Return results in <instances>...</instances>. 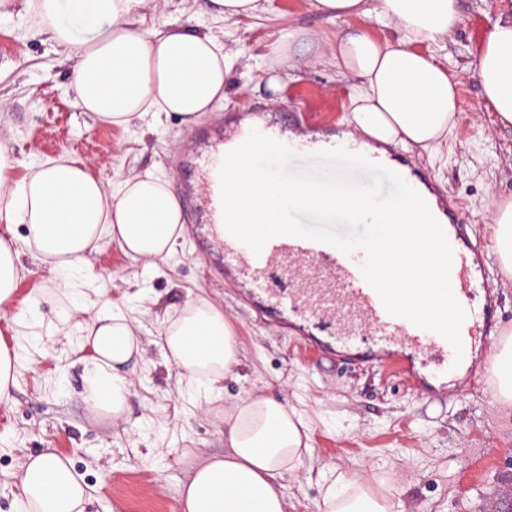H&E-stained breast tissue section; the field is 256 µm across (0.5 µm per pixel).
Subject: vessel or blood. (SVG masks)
Here are the masks:
<instances>
[{
    "mask_svg": "<svg viewBox=\"0 0 512 512\" xmlns=\"http://www.w3.org/2000/svg\"><path fill=\"white\" fill-rule=\"evenodd\" d=\"M253 129L302 155L342 147L376 163L389 162L387 155L367 146L363 138L308 137L287 131L279 120H260L255 126L241 125L230 132L221 127L202 130L186 155L193 176L180 190L179 198L185 216L198 228L206 262L239 279L258 314L279 323L294 319L309 330L324 333L322 348L328 353L338 352L349 360L363 351L376 361L399 358L422 383L430 378L476 377L483 340L495 323V312L487 298L478 250L455 223L452 204L438 199L429 201L428 207L454 252L450 284L465 311L460 330L463 353L459 356L438 333L387 312L378 293L362 276V256L293 236L274 237L256 254L228 233L219 169L224 156Z\"/></svg>",
    "mask_w": 512,
    "mask_h": 512,
    "instance_id": "vessel-or-blood-1",
    "label": "vessel or blood"
}]
</instances>
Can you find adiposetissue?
<instances>
[{
	"label": "adipose tissue",
	"instance_id": "1",
	"mask_svg": "<svg viewBox=\"0 0 512 512\" xmlns=\"http://www.w3.org/2000/svg\"><path fill=\"white\" fill-rule=\"evenodd\" d=\"M142 0H39L50 38L75 48L71 86L80 107L123 125L143 114L173 112L185 122L211 111L224 97L229 62L224 46L188 29L137 32L130 20ZM491 19L468 64L496 121L512 126V0ZM331 18L364 16L391 27L398 42L363 30L336 36V65L354 79L350 121L356 132L386 144L438 152L456 126L458 74L442 58L417 51L444 46L460 19V0H312ZM0 221L26 227L23 241L0 238V305L12 299L21 250L56 270L81 268L103 240L148 262L169 258L182 233V212L165 181L154 174L108 190L77 159L61 157L14 178L0 157ZM162 350L183 379L222 398L221 383L239 365L237 342L223 310L207 299L168 315ZM93 355L85 365L93 407L121 415L124 367L140 354L132 325L100 308L81 324ZM309 426L292 407L252 396L224 412V451L206 457L184 483L181 512H287L280 479L311 455ZM20 512H86L92 500L67 458L27 457L21 466ZM320 512H401L371 482L337 471Z\"/></svg>",
	"mask_w": 512,
	"mask_h": 512
}]
</instances>
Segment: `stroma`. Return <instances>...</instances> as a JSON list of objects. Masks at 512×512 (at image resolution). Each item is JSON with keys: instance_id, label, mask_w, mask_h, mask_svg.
<instances>
[{"instance_id": "stroma-1", "label": "stroma", "mask_w": 512, "mask_h": 512, "mask_svg": "<svg viewBox=\"0 0 512 512\" xmlns=\"http://www.w3.org/2000/svg\"><path fill=\"white\" fill-rule=\"evenodd\" d=\"M35 0H0V154L22 178L43 161L67 153L114 188L126 177L156 173L170 190L183 179L182 152L196 129L242 121L255 113L296 110L303 130L349 127L354 82L330 53L338 31L362 28L394 38L366 17L327 19L310 0H271L268 11L228 20L210 0H145L131 17L143 34L170 28L212 32L224 42L231 67L224 99L197 122L177 114L120 127L84 111L69 86L66 47L48 41ZM460 20L444 49L461 77L462 111L455 136L439 157L419 149L393 152L426 174L455 202L468 239L485 249L496 330L480 378L438 394L408 381L390 361L355 363L321 351L260 317L236 288L207 267L190 234L174 258L147 268L145 260L103 241L87 272L106 290L113 310L132 323L143 357L130 376L124 419L86 402L82 336L56 318L70 307L48 265L22 257L12 303L0 310V335L12 338V318L32 291L42 294L46 319L36 340L20 350L21 376L9 402L0 403V512H18L20 465L27 456H67L93 496L91 512H179L178 491L203 458L224 451V423L200 406L196 391L166 363L158 345L166 313L207 298L224 311L239 345L240 364L223 382V403L252 393L296 408L310 427L313 454L281 482L288 512H318L333 467L391 481L390 496L406 512H512V409L492 390V349L512 333V276L494 253L493 204L512 198V128L498 126L484 108L478 83L466 74L500 0H460ZM301 31L312 56L275 60L272 50ZM279 88H271V78ZM133 429H126V420Z\"/></svg>"}]
</instances>
